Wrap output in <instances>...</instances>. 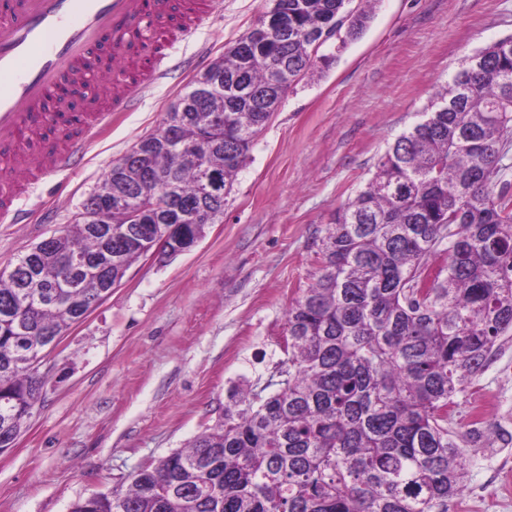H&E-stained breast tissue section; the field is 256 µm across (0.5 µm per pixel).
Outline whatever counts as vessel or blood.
<instances>
[{
  "instance_id": "b4317fda",
  "label": "vessel or blood",
  "mask_w": 512,
  "mask_h": 512,
  "mask_svg": "<svg viewBox=\"0 0 512 512\" xmlns=\"http://www.w3.org/2000/svg\"><path fill=\"white\" fill-rule=\"evenodd\" d=\"M209 9L208 0H13L8 17L0 19V146H12L23 131L48 123L51 95L64 80L82 77L92 49L103 41H111L113 58L122 60L146 35L158 40L175 29L191 30ZM112 82L113 110L130 109L136 83L118 75ZM103 119L87 115L68 147L28 156L23 178L9 169L0 172V218L19 223L16 202L29 175L76 167Z\"/></svg>"
}]
</instances>
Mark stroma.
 Wrapping results in <instances>:
<instances>
[{"instance_id":"obj_1","label":"stroma","mask_w":512,"mask_h":512,"mask_svg":"<svg viewBox=\"0 0 512 512\" xmlns=\"http://www.w3.org/2000/svg\"><path fill=\"white\" fill-rule=\"evenodd\" d=\"M272 5L216 0L170 45L166 77L143 86L135 107L115 112L98 97L108 123L81 162L20 199L27 223H0V269L69 224L112 161ZM510 35L512 0H378L369 27L273 112L204 238L171 260L134 262L46 352L42 393L0 453V512H70L89 493L126 489L134 471L211 425L231 390L275 372L288 306L317 272L337 207L465 57ZM500 401L512 410V335L461 395L453 429L468 431L474 406ZM466 449L469 488L512 490V444Z\"/></svg>"}]
</instances>
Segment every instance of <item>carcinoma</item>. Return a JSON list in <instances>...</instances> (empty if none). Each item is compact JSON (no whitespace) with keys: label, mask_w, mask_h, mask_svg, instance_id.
<instances>
[{"label":"carcinoma","mask_w":512,"mask_h":512,"mask_svg":"<svg viewBox=\"0 0 512 512\" xmlns=\"http://www.w3.org/2000/svg\"><path fill=\"white\" fill-rule=\"evenodd\" d=\"M351 0H288L280 56L305 76L323 34L341 53L372 20ZM224 50L228 130L209 161L230 187L255 137L298 82L266 95L272 58ZM185 137L205 115L193 102ZM512 36L468 56L420 119L380 157L365 188L321 238L313 282L288 307L286 360L263 386L234 390L187 447L140 468L126 491L76 501L71 512H448L466 489V450L449 416L465 385L512 334ZM150 194L156 223L199 195L197 167L170 145ZM445 255L434 268L432 259ZM142 257L128 244L125 276ZM33 259L37 285L0 276V452L19 436L43 377L30 358L45 331L74 325L73 277L86 302L108 263L103 238L68 224Z\"/></svg>","instance_id":"carcinoma-1"}]
</instances>
